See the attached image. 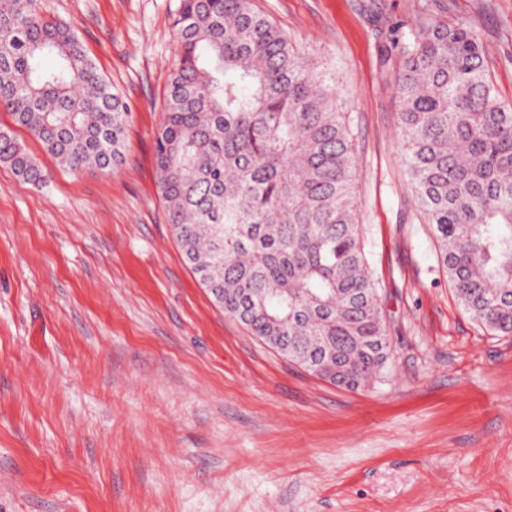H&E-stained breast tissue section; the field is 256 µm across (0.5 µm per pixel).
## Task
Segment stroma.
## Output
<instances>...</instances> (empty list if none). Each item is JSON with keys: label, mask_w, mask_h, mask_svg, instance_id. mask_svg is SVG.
I'll list each match as a JSON object with an SVG mask.
<instances>
[{"label": "stroma", "mask_w": 512, "mask_h": 512, "mask_svg": "<svg viewBox=\"0 0 512 512\" xmlns=\"http://www.w3.org/2000/svg\"><path fill=\"white\" fill-rule=\"evenodd\" d=\"M129 109L114 172L0 163V512H512V334L460 304L397 135L391 27L480 24L512 104V0H254L336 73L388 359L347 390L228 317L155 171L178 0H40Z\"/></svg>", "instance_id": "1"}]
</instances>
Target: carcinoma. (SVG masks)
I'll list each match as a JSON object with an SVG mask.
<instances>
[{"label": "carcinoma", "mask_w": 512, "mask_h": 512, "mask_svg": "<svg viewBox=\"0 0 512 512\" xmlns=\"http://www.w3.org/2000/svg\"><path fill=\"white\" fill-rule=\"evenodd\" d=\"M174 27L155 169L184 261L252 335L360 388L383 367L387 336L331 69L253 0H179ZM385 51L400 59L398 137L442 270L477 321L512 334V105L486 72L483 31L425 15ZM0 106L64 167L123 162L127 105L39 0H0ZM0 163L48 183L5 127Z\"/></svg>", "instance_id": "cac0c4a2"}]
</instances>
